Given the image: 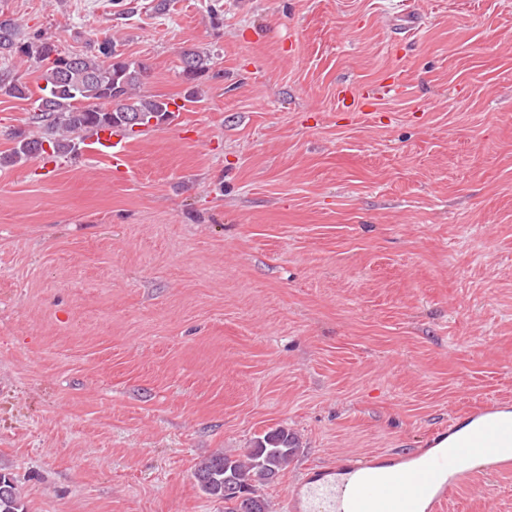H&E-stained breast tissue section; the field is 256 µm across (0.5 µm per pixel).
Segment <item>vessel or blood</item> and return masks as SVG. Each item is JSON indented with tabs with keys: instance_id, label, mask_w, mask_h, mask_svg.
Listing matches in <instances>:
<instances>
[{
	"instance_id": "vessel-or-blood-1",
	"label": "vessel or blood",
	"mask_w": 512,
	"mask_h": 512,
	"mask_svg": "<svg viewBox=\"0 0 512 512\" xmlns=\"http://www.w3.org/2000/svg\"><path fill=\"white\" fill-rule=\"evenodd\" d=\"M498 411L495 404L484 407L476 435L450 448L380 451L310 470L289 492L291 512H445L455 488L512 469V425ZM377 466L388 468L386 478L371 475Z\"/></svg>"
}]
</instances>
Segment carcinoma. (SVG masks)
I'll return each instance as SVG.
<instances>
[{"mask_svg": "<svg viewBox=\"0 0 512 512\" xmlns=\"http://www.w3.org/2000/svg\"><path fill=\"white\" fill-rule=\"evenodd\" d=\"M15 21L0 12V58L20 55L42 69L45 86L37 99L31 123L44 129L45 136H17V145L3 158L16 163L44 154L48 144L52 154L76 151L74 136L104 129L133 132V126L150 127L173 117L172 100L135 95L147 74L145 65L118 53L110 40L98 44L95 53L66 54L44 34L19 38ZM209 70V59L187 51L182 55V75L187 81ZM28 89L18 81L0 79V93L23 99ZM297 450L296 438L282 427L257 438L240 458L216 453L202 461L194 477L201 491L224 502V512H267L266 502L256 484L269 483L288 466ZM0 512H25L17 488L0 472Z\"/></svg>", "mask_w": 512, "mask_h": 512, "instance_id": "1", "label": "carcinoma"}]
</instances>
